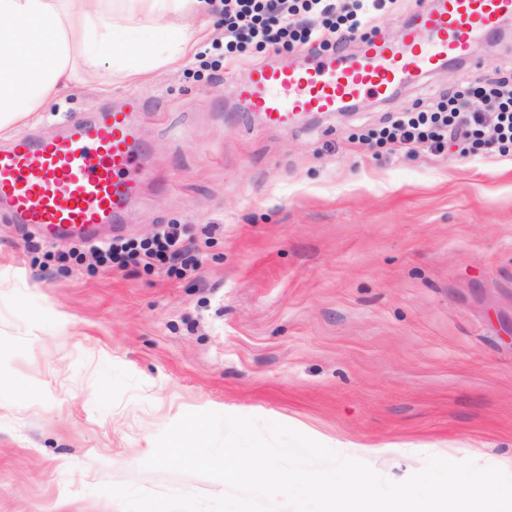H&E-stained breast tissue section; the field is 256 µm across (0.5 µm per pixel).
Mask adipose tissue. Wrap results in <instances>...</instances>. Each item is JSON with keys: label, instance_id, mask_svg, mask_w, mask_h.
I'll return each instance as SVG.
<instances>
[{"label": "adipose tissue", "instance_id": "obj_1", "mask_svg": "<svg viewBox=\"0 0 512 512\" xmlns=\"http://www.w3.org/2000/svg\"><path fill=\"white\" fill-rule=\"evenodd\" d=\"M205 0H0V133L109 68L135 83L184 59ZM150 32L135 39L136 29Z\"/></svg>", "mask_w": 512, "mask_h": 512}]
</instances>
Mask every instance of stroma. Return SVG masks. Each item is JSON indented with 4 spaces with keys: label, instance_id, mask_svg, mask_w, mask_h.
<instances>
[{
    "label": "stroma",
    "instance_id": "1",
    "mask_svg": "<svg viewBox=\"0 0 512 512\" xmlns=\"http://www.w3.org/2000/svg\"><path fill=\"white\" fill-rule=\"evenodd\" d=\"M418 5L369 0V27L400 40ZM221 18L201 17L208 66L90 80L13 129L51 136L142 92L150 175L102 238L174 224L200 266L110 269L0 215V512H124L105 484L221 495L143 467L191 411L278 422L343 456L376 446L369 465L396 482L432 454L512 461V155L399 158L372 134L512 67V41L284 131L235 94L273 53L225 56Z\"/></svg>",
    "mask_w": 512,
    "mask_h": 512
}]
</instances>
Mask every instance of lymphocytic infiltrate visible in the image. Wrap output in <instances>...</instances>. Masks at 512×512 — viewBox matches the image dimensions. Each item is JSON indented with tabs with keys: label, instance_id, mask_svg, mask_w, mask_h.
<instances>
[{
	"label": "lymphocytic infiltrate",
	"instance_id": "1",
	"mask_svg": "<svg viewBox=\"0 0 512 512\" xmlns=\"http://www.w3.org/2000/svg\"><path fill=\"white\" fill-rule=\"evenodd\" d=\"M363 0H223L225 49L245 51L254 43L280 52L281 48H340L353 40L362 24ZM324 20L322 30L309 25L311 16ZM395 154L414 155L419 149L442 148L447 140L459 141L463 154L487 145L500 154H512V74L478 79L460 86L426 108H413L378 133ZM195 247L180 237L175 226L159 225L138 245L105 242L97 247L102 261L123 265L154 262L176 256L196 263Z\"/></svg>",
	"mask_w": 512,
	"mask_h": 512
}]
</instances>
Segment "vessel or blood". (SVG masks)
Segmentation results:
<instances>
[{
    "mask_svg": "<svg viewBox=\"0 0 512 512\" xmlns=\"http://www.w3.org/2000/svg\"><path fill=\"white\" fill-rule=\"evenodd\" d=\"M512 0H433L405 26L401 41L365 39L360 51H340L303 66L251 68L237 95L272 127L384 100L401 86L447 65L469 60L476 38L496 37ZM140 95L85 119L69 121L57 136L28 134L0 146V212L37 229L50 242L93 238L117 223L146 174L136 117Z\"/></svg>",
    "mask_w": 512,
    "mask_h": 512,
    "instance_id": "vessel-or-blood-1",
    "label": "vessel or blood"
}]
</instances>
